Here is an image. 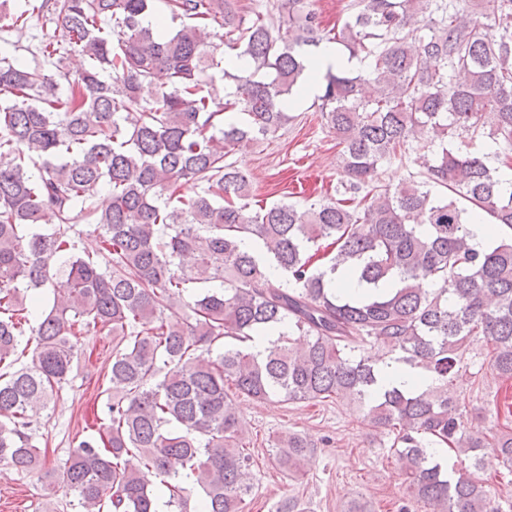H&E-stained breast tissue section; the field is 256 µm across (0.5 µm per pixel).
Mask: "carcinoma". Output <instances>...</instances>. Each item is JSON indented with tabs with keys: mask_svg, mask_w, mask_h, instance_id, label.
<instances>
[{
	"mask_svg": "<svg viewBox=\"0 0 512 512\" xmlns=\"http://www.w3.org/2000/svg\"><path fill=\"white\" fill-rule=\"evenodd\" d=\"M7 2L0 31L36 16L53 32L26 48L32 66L0 38V368L15 364L38 313L31 362L0 371V466L45 467L27 414L49 407L72 371L73 338L93 329L112 337V394L99 439L79 441L63 467L75 512H156L162 494L187 512L184 476L204 494L201 512H242L256 476L235 394L345 401L394 434L407 489L428 512H502L473 472L489 449L512 473V423L491 434L466 426L455 393L478 340L512 379V182L500 176L512 169V0H353L327 39L308 0L251 15L239 0H166L181 20L173 32L145 23L153 0H24L19 13ZM216 27L232 51L220 59ZM324 40L367 63L364 75L329 69L320 80L347 184L338 198L252 210L249 175L226 156L279 130L309 48ZM234 60L247 66L227 67ZM213 69L231 83L222 104L203 94ZM157 72L167 81L144 101ZM461 138L496 149L464 154ZM424 142L436 150L418 158L419 178L379 183L383 163ZM190 183L201 191L185 195ZM477 220L493 230L484 251L470 244ZM80 224L97 226L90 252L72 234ZM247 237L266 258L242 249ZM338 271L364 294L334 289ZM59 279L64 299L40 310L36 290ZM283 325L263 354L247 351ZM220 341L215 359H198ZM375 347L376 358L365 354ZM392 362L430 384H381ZM443 445L456 477L432 451ZM314 453L290 431L273 459L293 476Z\"/></svg>",
	"mask_w": 512,
	"mask_h": 512,
	"instance_id": "obj_1",
	"label": "carcinoma"
}]
</instances>
